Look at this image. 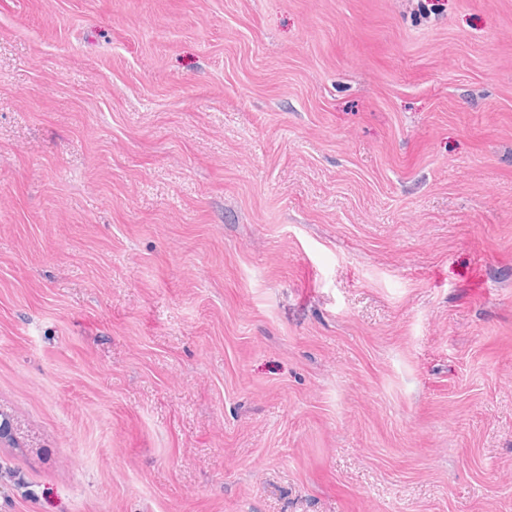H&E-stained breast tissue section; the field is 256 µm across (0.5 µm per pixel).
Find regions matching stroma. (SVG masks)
<instances>
[{
	"label": "stroma",
	"mask_w": 512,
	"mask_h": 512,
	"mask_svg": "<svg viewBox=\"0 0 512 512\" xmlns=\"http://www.w3.org/2000/svg\"><path fill=\"white\" fill-rule=\"evenodd\" d=\"M0 512H512V0H0Z\"/></svg>",
	"instance_id": "obj_1"
}]
</instances>
